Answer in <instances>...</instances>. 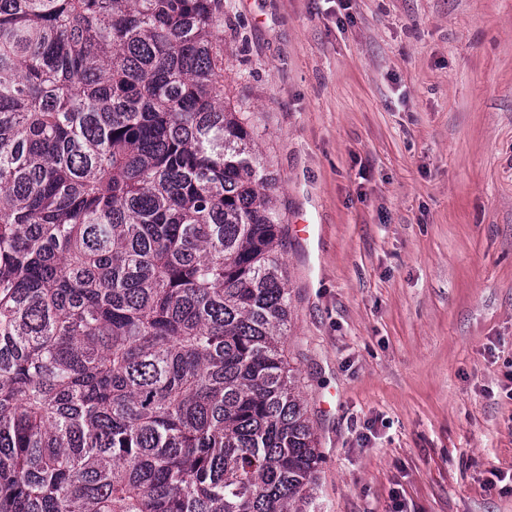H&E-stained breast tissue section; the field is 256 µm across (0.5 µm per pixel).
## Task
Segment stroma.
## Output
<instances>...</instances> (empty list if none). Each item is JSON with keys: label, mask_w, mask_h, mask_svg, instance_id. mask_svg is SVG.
<instances>
[{"label": "stroma", "mask_w": 512, "mask_h": 512, "mask_svg": "<svg viewBox=\"0 0 512 512\" xmlns=\"http://www.w3.org/2000/svg\"><path fill=\"white\" fill-rule=\"evenodd\" d=\"M224 98L278 179L311 512H512V0H224Z\"/></svg>", "instance_id": "stroma-1"}]
</instances>
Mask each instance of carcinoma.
Segmentation results:
<instances>
[{
    "instance_id": "1",
    "label": "carcinoma",
    "mask_w": 512,
    "mask_h": 512,
    "mask_svg": "<svg viewBox=\"0 0 512 512\" xmlns=\"http://www.w3.org/2000/svg\"><path fill=\"white\" fill-rule=\"evenodd\" d=\"M275 189L224 0H0V512H309Z\"/></svg>"
}]
</instances>
